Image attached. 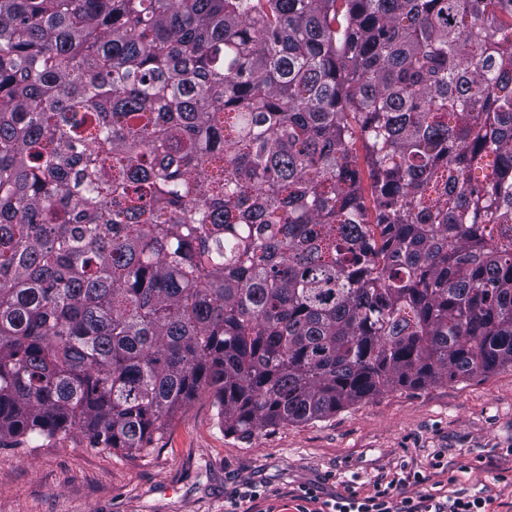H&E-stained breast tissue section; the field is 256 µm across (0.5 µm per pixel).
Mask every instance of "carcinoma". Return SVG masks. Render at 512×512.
<instances>
[{
  "instance_id": "cac0c4a2",
  "label": "carcinoma",
  "mask_w": 512,
  "mask_h": 512,
  "mask_svg": "<svg viewBox=\"0 0 512 512\" xmlns=\"http://www.w3.org/2000/svg\"><path fill=\"white\" fill-rule=\"evenodd\" d=\"M505 366L512 0H0V441Z\"/></svg>"
}]
</instances>
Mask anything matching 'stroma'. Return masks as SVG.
I'll use <instances>...</instances> for the list:
<instances>
[{"label":"stroma","mask_w":512,"mask_h":512,"mask_svg":"<svg viewBox=\"0 0 512 512\" xmlns=\"http://www.w3.org/2000/svg\"><path fill=\"white\" fill-rule=\"evenodd\" d=\"M404 469L427 477L408 495H489L494 512H507L512 367L393 391L247 438L224 432L202 390L140 453L79 438L8 440L0 443V512H300V486L329 502L350 489L370 494L374 481Z\"/></svg>","instance_id":"1"}]
</instances>
